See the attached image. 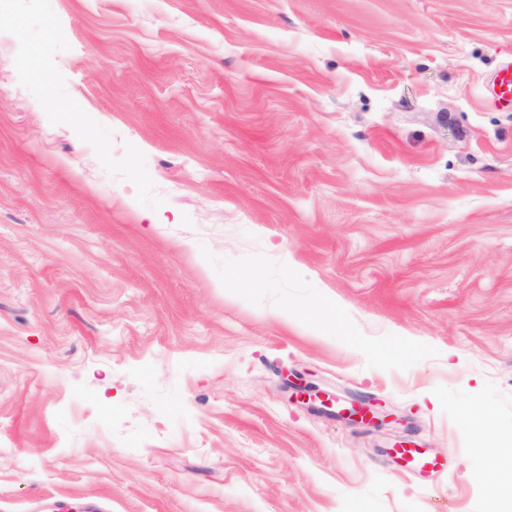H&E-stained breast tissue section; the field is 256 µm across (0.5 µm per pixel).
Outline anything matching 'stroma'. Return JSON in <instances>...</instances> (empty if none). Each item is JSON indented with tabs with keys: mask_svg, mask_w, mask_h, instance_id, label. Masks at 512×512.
I'll return each mask as SVG.
<instances>
[{
	"mask_svg": "<svg viewBox=\"0 0 512 512\" xmlns=\"http://www.w3.org/2000/svg\"><path fill=\"white\" fill-rule=\"evenodd\" d=\"M511 57L512 0H0V512H506ZM486 102L501 112H512V59L500 64L484 90ZM397 454L411 468H419L423 470L437 471L442 468V462L432 457L423 448L416 447H400L395 448ZM478 451L491 457L495 462L497 482L499 486H512V453L504 452L500 447L489 446L478 448Z\"/></svg>",
	"mask_w": 512,
	"mask_h": 512,
	"instance_id": "obj_1",
	"label": "stroma"
}]
</instances>
